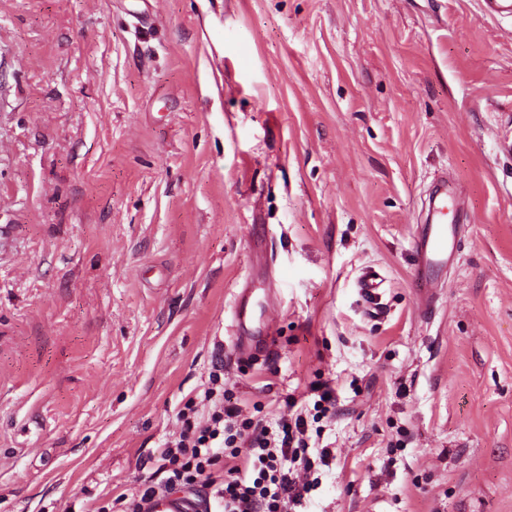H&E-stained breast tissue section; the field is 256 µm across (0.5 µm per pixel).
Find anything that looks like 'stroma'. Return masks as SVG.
Wrapping results in <instances>:
<instances>
[{
  "label": "stroma",
  "instance_id": "35a3bbf8",
  "mask_svg": "<svg viewBox=\"0 0 512 512\" xmlns=\"http://www.w3.org/2000/svg\"><path fill=\"white\" fill-rule=\"evenodd\" d=\"M511 130L478 0H0V512L139 498L215 376L269 422L334 388L310 512H512ZM456 204V196L448 193V180L435 184L429 197V224L419 225L420 231L414 240L418 254L415 277L419 281L432 282V274L446 268L453 257L457 224L448 227V209L454 208ZM247 307L248 299L245 294H242L236 300L234 308V339L238 350L242 353L247 352L257 344L266 346L270 340V336H255V334H262V332L250 326ZM246 334L252 335L246 336Z\"/></svg>",
  "mask_w": 512,
  "mask_h": 512
}]
</instances>
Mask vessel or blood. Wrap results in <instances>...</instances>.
<instances>
[{
    "instance_id": "obj_1",
    "label": "vessel or blood",
    "mask_w": 512,
    "mask_h": 512,
    "mask_svg": "<svg viewBox=\"0 0 512 512\" xmlns=\"http://www.w3.org/2000/svg\"><path fill=\"white\" fill-rule=\"evenodd\" d=\"M456 204L457 198L449 193L447 181L435 184L429 197L427 222L421 225L414 241L418 254L415 276L419 281L431 282L433 273L446 268L453 257L455 229L448 224V211ZM234 339L238 350L243 353L269 342L268 337L253 335L248 300L243 295L235 303ZM202 509V503L194 497L163 492L146 503L143 512H202Z\"/></svg>"
}]
</instances>
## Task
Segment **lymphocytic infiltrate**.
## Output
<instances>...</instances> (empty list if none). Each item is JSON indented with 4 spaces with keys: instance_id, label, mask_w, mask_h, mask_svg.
<instances>
[{
    "instance_id": "f902f5d3",
    "label": "lymphocytic infiltrate",
    "mask_w": 512,
    "mask_h": 512,
    "mask_svg": "<svg viewBox=\"0 0 512 512\" xmlns=\"http://www.w3.org/2000/svg\"><path fill=\"white\" fill-rule=\"evenodd\" d=\"M213 410L198 420L195 406L179 414L178 433L168 441L163 458L172 466L167 484L201 482L222 512H298L317 482L311 474L326 464L330 451L314 448L307 436L304 410L280 417L275 424L238 427L241 410L223 391L205 389ZM232 458L229 477L217 481L213 469L222 457Z\"/></svg>"
}]
</instances>
